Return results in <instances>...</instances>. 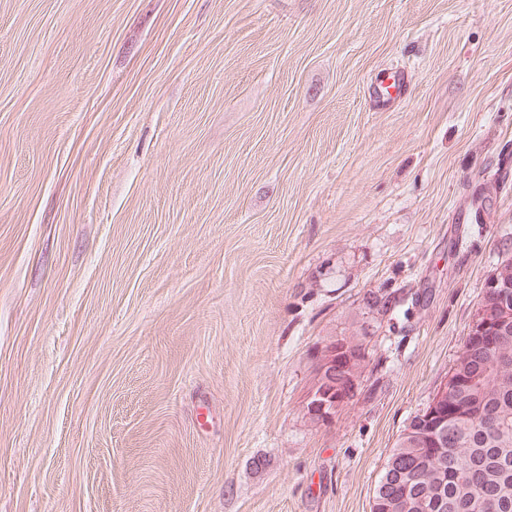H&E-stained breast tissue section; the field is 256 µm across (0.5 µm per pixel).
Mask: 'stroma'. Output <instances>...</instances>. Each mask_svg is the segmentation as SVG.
Listing matches in <instances>:
<instances>
[{"label":"stroma","instance_id":"1","mask_svg":"<svg viewBox=\"0 0 512 512\" xmlns=\"http://www.w3.org/2000/svg\"><path fill=\"white\" fill-rule=\"evenodd\" d=\"M510 256L512 0H0V512H371ZM345 340V339H343ZM340 339L336 342V345L323 349V353H320L319 366L316 374L315 384L313 390L310 393L307 409L311 419L317 423L328 422L336 414L344 402L347 401L348 396H351L356 391L360 378L359 374L354 371L353 374H347L344 383H336V368L339 366L341 357L339 354L345 352L347 349L346 342ZM358 341V340H357ZM360 343V341H358ZM363 344H358L354 339H349L347 352L355 360L354 365L357 366V356L360 354ZM322 384H336V396H333L334 390H330L325 393V388L321 389L316 393L318 386Z\"/></svg>","mask_w":512,"mask_h":512}]
</instances>
